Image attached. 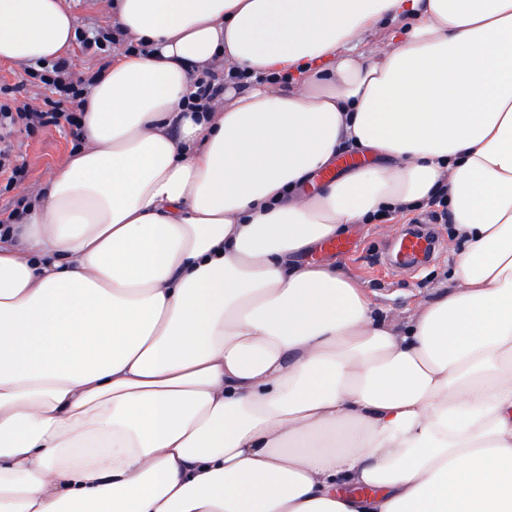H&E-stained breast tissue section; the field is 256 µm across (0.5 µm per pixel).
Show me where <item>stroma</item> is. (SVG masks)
<instances>
[{
	"label": "stroma",
	"mask_w": 512,
	"mask_h": 512,
	"mask_svg": "<svg viewBox=\"0 0 512 512\" xmlns=\"http://www.w3.org/2000/svg\"><path fill=\"white\" fill-rule=\"evenodd\" d=\"M40 67L36 65L11 66L0 64V103L12 99L51 97L52 90L41 83ZM76 142L67 123L18 131L14 135L15 155L24 164L23 181L9 188L0 187V208L13 207L25 195L27 186L47 178L60 157L70 151ZM410 218L402 221H382L351 230L343 240L347 252L338 253L321 247L311 259L315 262H336L348 274L363 281L375 303L377 314L395 315L416 302L433 299L442 284L447 283L452 268L451 224L436 221L433 230L439 238V249L427 264L407 269L392 270L387 257L389 237L399 225H410Z\"/></svg>",
	"instance_id": "obj_1"
}]
</instances>
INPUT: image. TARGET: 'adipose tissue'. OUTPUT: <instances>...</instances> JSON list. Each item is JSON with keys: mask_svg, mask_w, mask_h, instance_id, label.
<instances>
[{"mask_svg": "<svg viewBox=\"0 0 512 512\" xmlns=\"http://www.w3.org/2000/svg\"><path fill=\"white\" fill-rule=\"evenodd\" d=\"M115 4L140 48L0 235V512H512V0ZM75 44L0 0V62ZM209 67L260 81L186 109ZM442 189L405 318L309 261Z\"/></svg>", "mask_w": 512, "mask_h": 512, "instance_id": "1", "label": "adipose tissue"}]
</instances>
